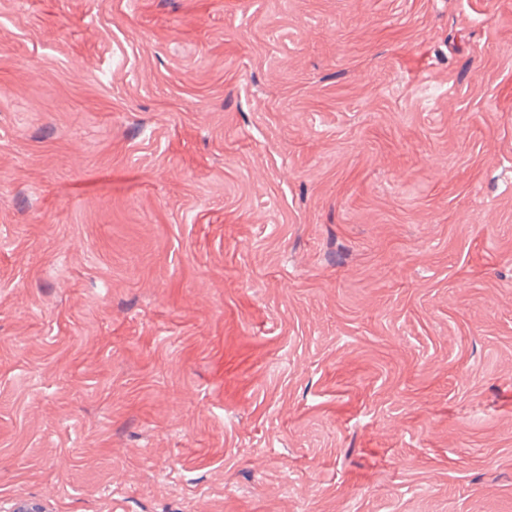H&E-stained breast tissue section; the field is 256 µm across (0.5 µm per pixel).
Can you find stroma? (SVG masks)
Returning <instances> with one entry per match:
<instances>
[{
    "mask_svg": "<svg viewBox=\"0 0 512 512\" xmlns=\"http://www.w3.org/2000/svg\"><path fill=\"white\" fill-rule=\"evenodd\" d=\"M512 512V0H0V512Z\"/></svg>",
    "mask_w": 512,
    "mask_h": 512,
    "instance_id": "stroma-1",
    "label": "stroma"
}]
</instances>
